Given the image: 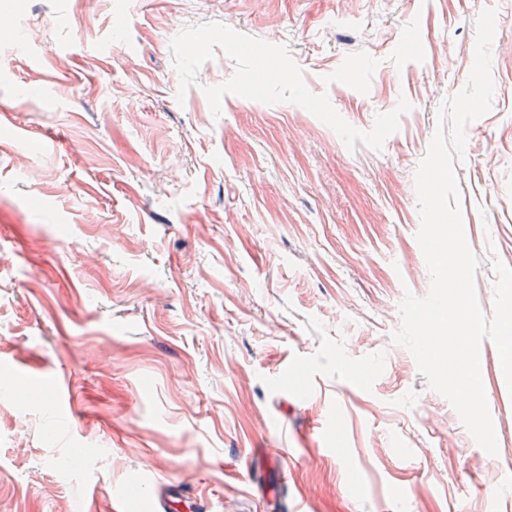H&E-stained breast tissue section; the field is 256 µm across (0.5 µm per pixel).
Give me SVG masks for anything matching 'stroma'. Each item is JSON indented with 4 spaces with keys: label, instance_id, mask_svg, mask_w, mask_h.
<instances>
[{
    "label": "stroma",
    "instance_id": "35a3bbf8",
    "mask_svg": "<svg viewBox=\"0 0 512 512\" xmlns=\"http://www.w3.org/2000/svg\"><path fill=\"white\" fill-rule=\"evenodd\" d=\"M487 7L493 106L455 170L489 315L512 0H0V512H153L156 480L206 512H512V464L393 341L430 288L415 171Z\"/></svg>",
    "mask_w": 512,
    "mask_h": 512
}]
</instances>
